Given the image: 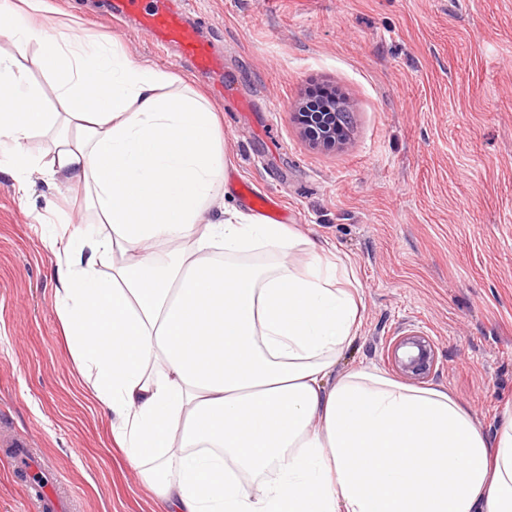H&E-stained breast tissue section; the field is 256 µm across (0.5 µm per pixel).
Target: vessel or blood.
I'll use <instances>...</instances> for the list:
<instances>
[{
    "mask_svg": "<svg viewBox=\"0 0 512 512\" xmlns=\"http://www.w3.org/2000/svg\"><path fill=\"white\" fill-rule=\"evenodd\" d=\"M111 9L113 17L120 19L137 15L142 30L156 43L176 47L180 56L197 71L222 77L223 54L200 36L171 0H113Z\"/></svg>",
    "mask_w": 512,
    "mask_h": 512,
    "instance_id": "obj_1",
    "label": "vessel or blood"
}]
</instances>
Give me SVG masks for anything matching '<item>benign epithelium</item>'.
<instances>
[{
  "mask_svg": "<svg viewBox=\"0 0 512 512\" xmlns=\"http://www.w3.org/2000/svg\"><path fill=\"white\" fill-rule=\"evenodd\" d=\"M349 107L336 104L334 97H309L296 113L303 137L314 148L336 149L347 140L351 128ZM391 359L398 371L411 379H424L435 362L431 340L423 335L398 337L391 349Z\"/></svg>",
  "mask_w": 512,
  "mask_h": 512,
  "instance_id": "obj_1",
  "label": "benign epithelium"
}]
</instances>
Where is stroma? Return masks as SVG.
Segmentation results:
<instances>
[{
	"label": "stroma",
	"mask_w": 512,
	"mask_h": 512,
	"mask_svg": "<svg viewBox=\"0 0 512 512\" xmlns=\"http://www.w3.org/2000/svg\"><path fill=\"white\" fill-rule=\"evenodd\" d=\"M50 36L118 40L129 60L192 74L106 0H47ZM189 18L224 53L218 99L227 204L279 197L304 241L346 263L363 316L335 369L398 379L396 337L428 336L424 388L446 389L487 435L512 410V0H188ZM76 16L75 26L62 12ZM343 92L350 136L311 147L295 110L314 87ZM0 170V439L24 436L59 512H165L116 449L109 419L57 316L60 258L46 224H90L82 191ZM30 479L0 446V512H34Z\"/></svg>",
	"instance_id": "obj_1"
}]
</instances>
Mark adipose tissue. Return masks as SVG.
Returning a JSON list of instances; mask_svg holds the SVG:
<instances>
[{
	"mask_svg": "<svg viewBox=\"0 0 512 512\" xmlns=\"http://www.w3.org/2000/svg\"><path fill=\"white\" fill-rule=\"evenodd\" d=\"M42 2L0 0V147L16 177L83 186L103 227L51 230L57 315L166 512H512V411L490 437L445 390L336 375L360 329L344 261L293 269L288 227L224 205L218 106L118 45L49 36ZM49 132V161L25 152ZM259 248L275 263L247 262Z\"/></svg>",
	"mask_w": 512,
	"mask_h": 512,
	"instance_id": "obj_1",
	"label": "adipose tissue"
}]
</instances>
